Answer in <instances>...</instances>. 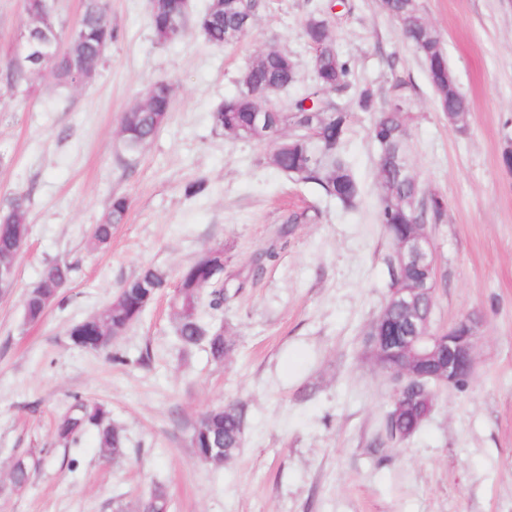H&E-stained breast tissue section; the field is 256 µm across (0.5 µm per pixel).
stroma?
Masks as SVG:
<instances>
[{"label": "stroma", "mask_w": 512, "mask_h": 512, "mask_svg": "<svg viewBox=\"0 0 512 512\" xmlns=\"http://www.w3.org/2000/svg\"><path fill=\"white\" fill-rule=\"evenodd\" d=\"M420 3L471 102L464 129L449 125L423 61L380 0H266L246 36L221 49L194 27L158 43L149 0H108L114 39L91 80L62 87L46 71L30 77L26 97H0V210L25 194L29 228L14 287L0 299V512H115L119 503L136 512L158 486L170 512H512V168L502 161L512 145V0ZM317 8L329 9L357 85L382 96L391 70L410 77L412 171L448 202L432 235L433 324L482 317L469 383L442 388L421 429L393 447L374 443L392 386L362 347L389 283L372 115H352L346 153L361 199L351 213L280 173L270 146L224 134L211 119L270 46L300 73L279 93L280 108L312 86L302 25ZM24 18V0H0V71ZM158 82L171 88L169 118L129 155L123 115ZM199 179L205 190L187 195ZM117 197L129 202L122 223L107 245L92 246L89 228ZM294 212L307 221L280 239ZM217 247L227 298L201 317L229 325L236 339L221 363L204 346L182 350L170 308L182 271ZM50 260L72 264L70 284L41 321L26 322L24 298ZM148 265L170 287L116 338L124 363L73 344L70 329ZM76 395L105 404L124 429L121 460L104 461L92 431L76 445L57 441ZM228 399L247 408L245 438L232 463L215 466L196 456L190 436L203 412ZM30 450L46 461L24 490H10V465Z\"/></svg>", "instance_id": "stroma-1"}]
</instances>
